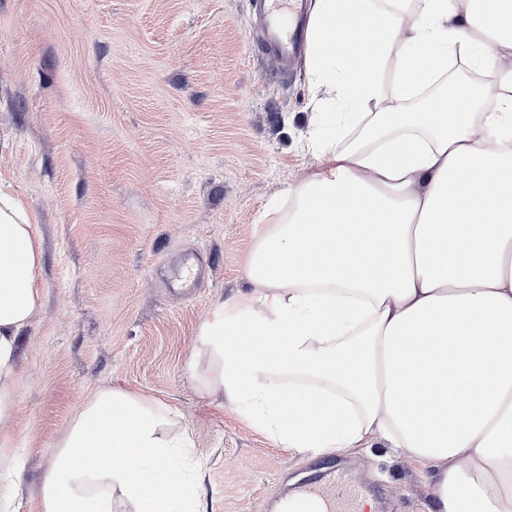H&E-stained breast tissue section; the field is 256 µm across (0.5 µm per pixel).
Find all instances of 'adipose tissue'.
<instances>
[{"label": "adipose tissue", "mask_w": 512, "mask_h": 512, "mask_svg": "<svg viewBox=\"0 0 512 512\" xmlns=\"http://www.w3.org/2000/svg\"><path fill=\"white\" fill-rule=\"evenodd\" d=\"M394 2L311 0L317 166L261 214L249 292L199 332V388L279 448L386 442L427 469L430 512H512V0ZM340 25L362 38L332 44ZM456 57L495 80L452 104ZM41 269L31 211L0 189V420ZM171 425L101 390L56 444L39 512H196L192 441Z\"/></svg>", "instance_id": "adipose-tissue-1"}]
</instances>
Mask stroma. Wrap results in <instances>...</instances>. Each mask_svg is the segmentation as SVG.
<instances>
[{"mask_svg": "<svg viewBox=\"0 0 512 512\" xmlns=\"http://www.w3.org/2000/svg\"><path fill=\"white\" fill-rule=\"evenodd\" d=\"M249 0H0V184L42 240V306L19 338L0 489L35 512L53 448L104 387L155 401L202 464L198 512H278L343 475L347 512H428L425 470L377 443L275 447L200 393L194 348L248 291L258 217L314 169L304 59L253 51Z\"/></svg>", "mask_w": 512, "mask_h": 512, "instance_id": "35a3bbf8", "label": "stroma"}]
</instances>
